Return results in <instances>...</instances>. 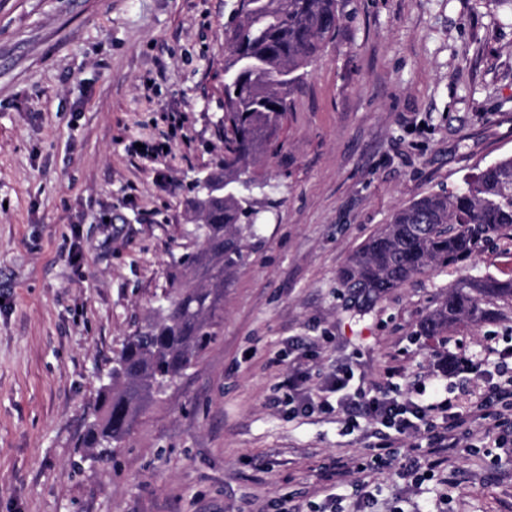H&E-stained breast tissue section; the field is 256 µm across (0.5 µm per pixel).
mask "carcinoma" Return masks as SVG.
<instances>
[{
	"instance_id": "obj_1",
	"label": "carcinoma",
	"mask_w": 512,
	"mask_h": 512,
	"mask_svg": "<svg viewBox=\"0 0 512 512\" xmlns=\"http://www.w3.org/2000/svg\"><path fill=\"white\" fill-rule=\"evenodd\" d=\"M342 0H236L224 32V157L208 195L190 183L188 235L197 247L171 255L164 299L127 339L101 385L94 419L78 447L112 457L137 414L179 379L218 336L224 294L258 236L263 204L252 166L278 139L291 96L306 68L336 36ZM512 239V156L469 176L457 191L420 197L348 258L339 283L360 309L409 279L474 260ZM512 300V279L469 276L436 303L419 335L445 337L462 319L491 322L490 299Z\"/></svg>"
}]
</instances>
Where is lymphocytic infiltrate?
Returning a JSON list of instances; mask_svg holds the SVG:
<instances>
[{"instance_id":"lymphocytic-infiltrate-1","label":"lymphocytic infiltrate","mask_w":512,"mask_h":512,"mask_svg":"<svg viewBox=\"0 0 512 512\" xmlns=\"http://www.w3.org/2000/svg\"><path fill=\"white\" fill-rule=\"evenodd\" d=\"M289 344L301 360L293 364L280 387L289 415L320 412L339 415L354 428H375L377 441L372 447L371 466L387 465L395 445L415 440L417 453L400 462L403 476L419 483L430 478L446 461L448 449L458 447L460 438L473 432L474 421L487 422L496 447H512V345L497 352L493 368L461 358L460 373L492 379L486 396L471 410L462 412L456 400L436 398L420 404L401 393L398 386H372L354 379L352 371L339 368L327 374L313 373L305 364L312 347L301 338Z\"/></svg>"}]
</instances>
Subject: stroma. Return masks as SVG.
Instances as JSON below:
<instances>
[{
    "instance_id": "1",
    "label": "stroma",
    "mask_w": 512,
    "mask_h": 512,
    "mask_svg": "<svg viewBox=\"0 0 512 512\" xmlns=\"http://www.w3.org/2000/svg\"><path fill=\"white\" fill-rule=\"evenodd\" d=\"M233 0H0V512H308L353 482L325 464L365 462L374 439L334 416L268 400L293 360L350 364L368 383L487 391L442 370L449 355L494 364L502 317L447 338L416 329L468 275L512 278V241L414 277L374 306L339 284L348 256L393 212L512 155V5L507 0H346L335 38L293 95L259 240L224 296L215 342L135 419L110 461L75 443L102 377L143 323L191 225L187 186L224 154V28ZM184 123L167 156L131 141ZM370 512H512V452L461 446L415 485L369 475Z\"/></svg>"
}]
</instances>
